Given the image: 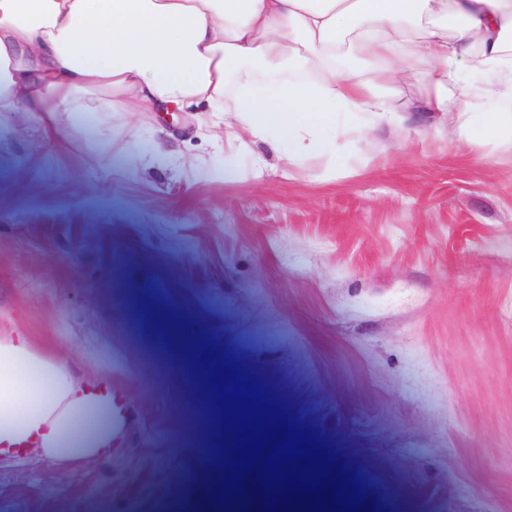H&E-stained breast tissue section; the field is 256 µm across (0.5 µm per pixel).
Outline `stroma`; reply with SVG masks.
<instances>
[{
    "instance_id": "stroma-1",
    "label": "stroma",
    "mask_w": 512,
    "mask_h": 512,
    "mask_svg": "<svg viewBox=\"0 0 512 512\" xmlns=\"http://www.w3.org/2000/svg\"><path fill=\"white\" fill-rule=\"evenodd\" d=\"M61 143L0 116V329L16 327L130 414L81 467L0 458V512H185L213 501L237 428L205 447L191 402L224 355L376 512H512V148L422 122L262 178H224L192 112ZM196 475L192 494L177 476Z\"/></svg>"
}]
</instances>
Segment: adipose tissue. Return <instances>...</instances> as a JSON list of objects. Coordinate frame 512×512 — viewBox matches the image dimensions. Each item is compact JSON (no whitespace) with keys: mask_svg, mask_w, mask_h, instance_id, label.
Returning a JSON list of instances; mask_svg holds the SVG:
<instances>
[{"mask_svg":"<svg viewBox=\"0 0 512 512\" xmlns=\"http://www.w3.org/2000/svg\"><path fill=\"white\" fill-rule=\"evenodd\" d=\"M489 74L453 106L461 67ZM430 89L403 106L410 77ZM493 100L482 128L469 109ZM207 104L224 115L225 180L262 142L298 165L343 166L407 113L457 112L460 139L512 147V0H0V115H136ZM127 414L112 388L71 370L21 331L0 333V455L54 464L111 454Z\"/></svg>","mask_w":512,"mask_h":512,"instance_id":"adipose-tissue-1","label":"adipose tissue"}]
</instances>
